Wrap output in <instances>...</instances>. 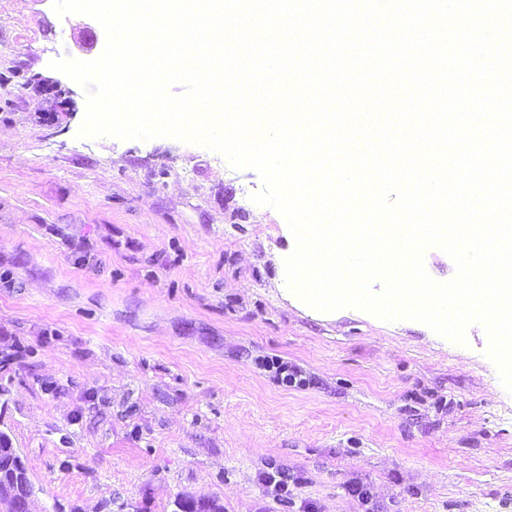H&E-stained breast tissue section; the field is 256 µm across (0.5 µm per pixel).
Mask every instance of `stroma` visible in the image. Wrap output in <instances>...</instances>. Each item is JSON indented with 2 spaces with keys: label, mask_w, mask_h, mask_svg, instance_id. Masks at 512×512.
I'll return each mask as SVG.
<instances>
[{
  "label": "stroma",
  "mask_w": 512,
  "mask_h": 512,
  "mask_svg": "<svg viewBox=\"0 0 512 512\" xmlns=\"http://www.w3.org/2000/svg\"><path fill=\"white\" fill-rule=\"evenodd\" d=\"M95 18L0 0V432L38 512H512V392L478 323L285 297L259 172L169 136H80ZM277 358L302 384L262 366ZM295 477L279 502L259 477Z\"/></svg>",
  "instance_id": "35a3bbf8"
}]
</instances>
